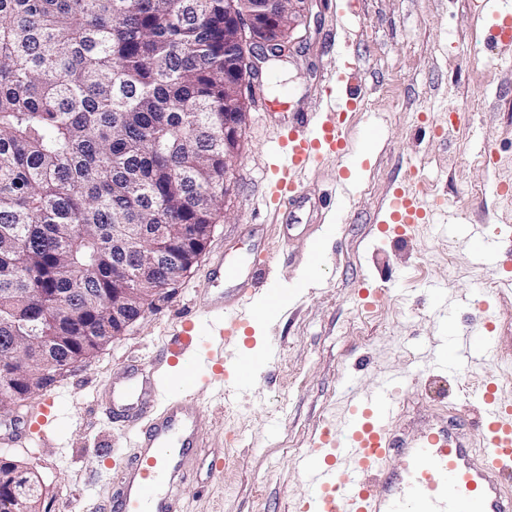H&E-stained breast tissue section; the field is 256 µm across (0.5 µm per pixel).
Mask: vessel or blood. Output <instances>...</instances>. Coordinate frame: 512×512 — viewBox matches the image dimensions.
<instances>
[{"label":"vessel or blood","instance_id":"b4317fda","mask_svg":"<svg viewBox=\"0 0 512 512\" xmlns=\"http://www.w3.org/2000/svg\"><path fill=\"white\" fill-rule=\"evenodd\" d=\"M310 123L301 112L288 130L272 195L275 211L298 207L297 175L345 148L341 124L325 122L314 136L308 131ZM430 214L417 189L409 185L388 198L381 221L409 229ZM468 237L485 268L497 270L501 261L488 255L482 228L469 227ZM264 271L260 264L246 276L232 265L219 268L218 278L233 280L235 286L208 301L222 324L217 329L219 343L203 362L213 370L208 383L212 394L228 407L257 386L266 366L265 355L241 347L237 328L246 306L259 300V312L265 315L288 305L278 290L259 287ZM196 340L195 321L185 315L167 357H185L194 351ZM493 354L491 336L470 332L441 342L431 371L440 376L470 359ZM219 363L234 365L235 376L216 371ZM404 391L401 383L376 385L353 402L337 427L323 429L310 448L297 454L294 465L307 487L298 512H512V407L500 401L496 382L482 383L477 420L467 423L452 412L447 421L397 437L392 427ZM95 402L108 420L126 426L132 449L115 461L112 494L97 512H181L179 488L194 451L204 442L202 407L192 375L181 378L174 394L165 398L154 368L132 358L96 393ZM395 456L401 460L397 468L389 465Z\"/></svg>","mask_w":512,"mask_h":512}]
</instances>
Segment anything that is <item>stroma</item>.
<instances>
[{
	"label": "stroma",
	"mask_w": 512,
	"mask_h": 512,
	"mask_svg": "<svg viewBox=\"0 0 512 512\" xmlns=\"http://www.w3.org/2000/svg\"><path fill=\"white\" fill-rule=\"evenodd\" d=\"M308 0L288 62H264L246 88L248 117L224 207L190 273L125 332L77 363L18 419L0 418V438L29 432L30 413L48 408L40 447L7 455L34 468L42 480L39 512L95 507L113 473L102 451L127 453L126 429L104 419L93 404L125 362H150L165 349L182 315L201 311L220 283L217 262L249 269L267 264L266 285L284 291L287 310L246 319L251 350L272 364L260 390L233 407L211 396L209 371L188 359L163 370L165 384L196 373L202 400L204 446L179 495L184 512H295L305 484L294 467L319 429L335 426L354 388L414 376L396 428L440 422L448 409L475 420L484 377L497 380L512 403V268L485 270L466 239L471 224L485 227L501 247L512 245V52L489 40L495 13L512 0ZM358 77L356 107L346 83ZM340 103L349 146L302 176L306 200L292 222L274 215L268 192L275 148L295 113L316 112L325 86ZM469 110L456 124L448 112ZM376 144L364 148L369 129ZM421 184L434 212L406 236L377 228L389 195L409 181ZM332 195L346 220L330 221L316 205ZM265 227L262 239L246 235ZM457 297L480 292L490 305L500 355L469 365L466 376L430 375L431 354L445 336L480 326L478 305L439 316L430 291Z\"/></svg>",
	"instance_id": "1"
}]
</instances>
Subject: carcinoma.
Here are the masks:
<instances>
[{
  "label": "carcinoma",
  "instance_id": "1",
  "mask_svg": "<svg viewBox=\"0 0 512 512\" xmlns=\"http://www.w3.org/2000/svg\"><path fill=\"white\" fill-rule=\"evenodd\" d=\"M288 20L282 0H242ZM224 0H0V410L112 335V284L175 275L178 238L224 216ZM86 298L78 296V289ZM48 312L52 319L42 317ZM13 336L50 356L6 362ZM33 480L0 471V512Z\"/></svg>",
  "mask_w": 512,
  "mask_h": 512
}]
</instances>
